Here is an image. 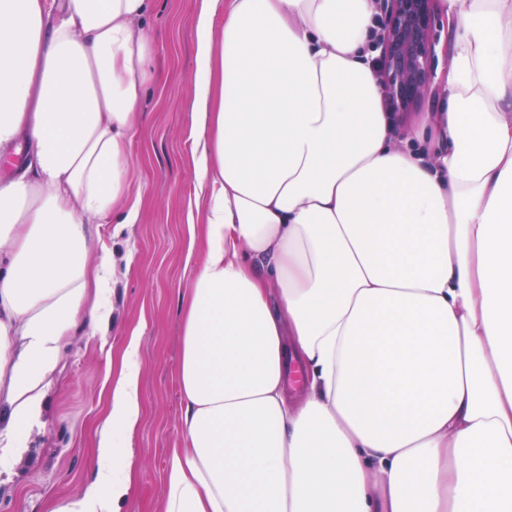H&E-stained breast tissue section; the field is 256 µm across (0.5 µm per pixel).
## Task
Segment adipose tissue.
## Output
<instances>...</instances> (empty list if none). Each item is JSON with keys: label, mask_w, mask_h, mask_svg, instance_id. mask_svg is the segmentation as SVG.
Segmentation results:
<instances>
[{"label": "adipose tissue", "mask_w": 512, "mask_h": 512, "mask_svg": "<svg viewBox=\"0 0 512 512\" xmlns=\"http://www.w3.org/2000/svg\"><path fill=\"white\" fill-rule=\"evenodd\" d=\"M149 0H0V463L42 423L130 191ZM436 111H386L376 0H202L192 103L206 248L183 310L165 512H512V0H439ZM137 338L99 470L57 512H118ZM306 373L288 397L287 362Z\"/></svg>", "instance_id": "adipose-tissue-1"}]
</instances>
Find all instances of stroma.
I'll list each match as a JSON object with an SVG mask.
<instances>
[{
  "label": "stroma",
  "instance_id": "1",
  "mask_svg": "<svg viewBox=\"0 0 512 512\" xmlns=\"http://www.w3.org/2000/svg\"><path fill=\"white\" fill-rule=\"evenodd\" d=\"M198 4H151V78L131 132L130 184L141 196L139 218L87 227L91 261L112 258L106 315L64 340L43 424L26 432L27 456L0 476V512H52L80 494L97 467L113 470V461L98 462L93 448L114 371L133 335L140 338L143 416L125 512H164L171 452L182 444L183 303L203 248L202 224L188 221L197 210L191 103Z\"/></svg>",
  "mask_w": 512,
  "mask_h": 512
}]
</instances>
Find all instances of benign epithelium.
<instances>
[{
  "label": "benign epithelium",
  "mask_w": 512,
  "mask_h": 512,
  "mask_svg": "<svg viewBox=\"0 0 512 512\" xmlns=\"http://www.w3.org/2000/svg\"><path fill=\"white\" fill-rule=\"evenodd\" d=\"M384 26L380 36L382 78L390 102L399 111L428 96L436 74L435 0H381Z\"/></svg>",
  "instance_id": "7a95c632"
}]
</instances>
